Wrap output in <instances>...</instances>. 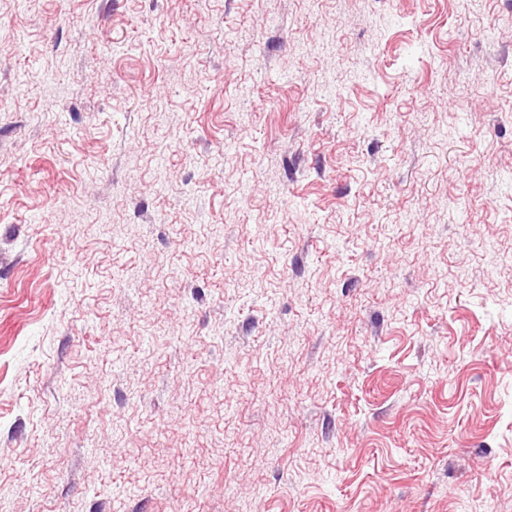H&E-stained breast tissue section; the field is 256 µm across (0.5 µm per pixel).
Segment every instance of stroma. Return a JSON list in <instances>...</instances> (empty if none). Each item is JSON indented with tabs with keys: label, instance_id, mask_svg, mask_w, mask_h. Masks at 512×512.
Segmentation results:
<instances>
[{
	"label": "stroma",
	"instance_id": "obj_1",
	"mask_svg": "<svg viewBox=\"0 0 512 512\" xmlns=\"http://www.w3.org/2000/svg\"><path fill=\"white\" fill-rule=\"evenodd\" d=\"M0 512H512V0H0Z\"/></svg>",
	"mask_w": 512,
	"mask_h": 512
}]
</instances>
